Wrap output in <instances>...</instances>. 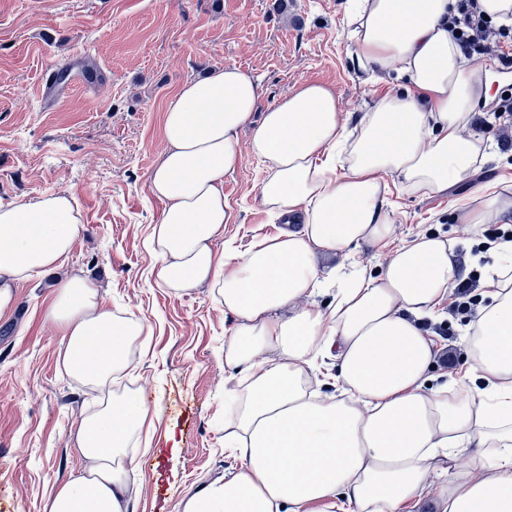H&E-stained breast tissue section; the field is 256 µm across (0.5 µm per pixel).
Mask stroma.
<instances>
[{"mask_svg": "<svg viewBox=\"0 0 512 512\" xmlns=\"http://www.w3.org/2000/svg\"><path fill=\"white\" fill-rule=\"evenodd\" d=\"M349 0H0V202L46 194L74 195L81 232L64 271L100 289L103 303L133 311L151 329L147 350L122 386L172 430L165 460L168 502L232 472L224 447V338L232 321L213 289L180 295L148 276L154 256L150 226L163 207L149 177L165 148L163 112L181 86L213 69L249 72L271 104L304 81L336 95L349 134L394 83L356 70L346 38ZM106 72L84 82L85 57ZM67 72L65 94L44 100L45 72ZM480 171L448 192L390 186V235L323 261L322 275L342 265L378 272L400 246L441 233L471 253L482 225L462 223L460 202L477 206L483 185L512 192V150L492 133ZM264 167L243 154L224 178L232 218L224 239L237 249L277 235L283 224L260 198ZM58 273L19 285L12 312L0 318V512H40L41 505L82 467L81 419L97 395L61 374L62 336L44 319Z\"/></svg>", "mask_w": 512, "mask_h": 512, "instance_id": "1", "label": "stroma"}]
</instances>
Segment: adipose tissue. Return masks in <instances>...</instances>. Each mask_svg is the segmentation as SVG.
Returning <instances> with one entry per match:
<instances>
[{
	"instance_id": "ef3b65f1",
	"label": "adipose tissue",
	"mask_w": 512,
	"mask_h": 512,
	"mask_svg": "<svg viewBox=\"0 0 512 512\" xmlns=\"http://www.w3.org/2000/svg\"><path fill=\"white\" fill-rule=\"evenodd\" d=\"M455 0H360L348 17L356 67L402 80L347 137L336 97L300 85L266 106L265 90L237 67L185 83L162 123L164 154L149 178L164 208L152 224L153 283L181 293L214 288L234 324L224 369L234 381L224 410L230 478L187 493L175 512H406L418 506L433 462L470 454L473 475H449L441 512H512V271L496 249L485 303L471 326L470 357L457 377L431 383L435 344L423 328L457 279L451 242L419 236L379 275L337 268L328 309L310 299L320 260L390 232L388 178L409 191L442 193L469 179L482 150L466 129L487 97L484 64H466L448 32ZM248 142H241L243 130ZM267 171L264 206L296 214L298 227L238 251L223 242L231 219L224 178L243 153ZM70 194L0 203V316L17 288L61 268L78 238ZM63 336L61 369L97 392L77 433L80 475L42 512H135L132 450L151 448L158 417L135 393L113 394L131 351L151 329L128 310L103 306L87 279L67 277L46 310ZM335 352L332 385L307 383L317 357ZM482 378L476 393L469 382Z\"/></svg>"
}]
</instances>
